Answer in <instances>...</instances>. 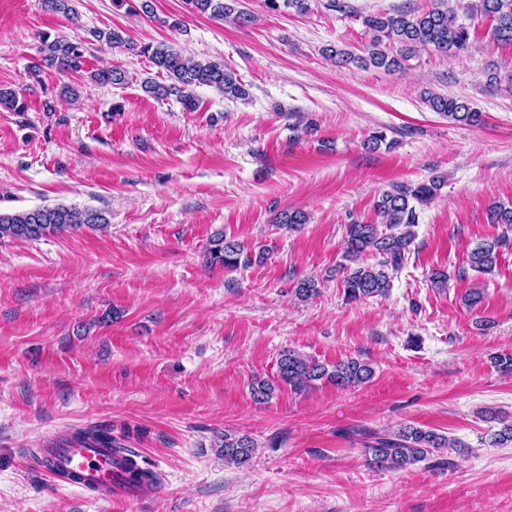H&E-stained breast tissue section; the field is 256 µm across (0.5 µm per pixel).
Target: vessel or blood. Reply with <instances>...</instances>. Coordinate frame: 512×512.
I'll return each instance as SVG.
<instances>
[{
    "label": "vessel or blood",
    "instance_id": "vessel-or-blood-1",
    "mask_svg": "<svg viewBox=\"0 0 512 512\" xmlns=\"http://www.w3.org/2000/svg\"><path fill=\"white\" fill-rule=\"evenodd\" d=\"M37 454L49 461L53 477L73 475L76 486L104 500H142L158 492V482L131 481L128 469L139 461L135 452L80 440L67 430L49 436Z\"/></svg>",
    "mask_w": 512,
    "mask_h": 512
}]
</instances>
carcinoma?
<instances>
[{
    "label": "carcinoma",
    "instance_id": "carcinoma-1",
    "mask_svg": "<svg viewBox=\"0 0 512 512\" xmlns=\"http://www.w3.org/2000/svg\"><path fill=\"white\" fill-rule=\"evenodd\" d=\"M237 0H185L189 12L209 15L216 20L228 18L241 25L252 22V17L235 7ZM265 7L277 12L281 8H293L300 14L310 10L309 0H264ZM464 14L472 17L479 14L493 22L492 35L503 43L512 44V0H478L466 5ZM362 24L372 33L365 47V55L352 53L335 47L325 48V54L340 67L356 63L361 67L373 66L395 71L401 60L419 48H432L444 54L457 55L470 45V31L459 21L458 12L449 0H435L431 9L417 14L411 10H396L392 13H376L363 17ZM97 41L109 48H134V42L126 32L113 28L94 32ZM42 60L60 73H78L82 70L86 47L80 41L64 37L49 39L40 34ZM398 45L397 54H389V46ZM140 53L147 56L160 72H165L171 83L152 80L144 82L143 89L151 97L164 100L176 97L183 109L193 112L198 107L193 87L206 85L217 89L227 99H246L249 92L239 81L235 72L217 62L194 61L165 42L145 44ZM91 80L100 85H121L125 72L117 67L99 70ZM429 108L453 121L467 125L480 122V112L464 100L430 94L425 97ZM23 112L25 103L19 101L18 91L0 87V107ZM443 173L432 175L427 181L415 186H400L382 192L374 203L375 211L383 219V225L353 221L346 225L344 259L341 265L342 286L346 299L356 302L363 298L382 296L391 287L390 271L403 267L405 256L410 252L414 234L411 227L417 223L415 205L424 204L438 195L446 184ZM490 219L496 224L506 225L512 231V207L494 204L490 208ZM107 223L97 210H78L63 206L38 208L15 214L0 213V241L37 240L46 234H60L68 229L82 226L102 228ZM505 238L485 240L470 251L467 264L470 269L490 274L497 266L499 246ZM374 253L379 260L372 264L361 262L362 255ZM243 250L239 242L222 234L207 250L206 263L219 264L234 269L248 264L251 259H241ZM318 281L307 277L298 282L296 294L303 300L319 295ZM281 381L300 391L312 382L326 378L340 387L363 384L371 379L372 369L365 363L350 358L328 367L298 354L292 349L280 353L277 361ZM273 394V386L267 380H257L251 385L255 402L265 403ZM448 447V438L413 425H402L393 434L376 439L367 446L371 453L369 464L378 468L402 470L427 460L435 452ZM224 461L238 467L251 462L256 444L247 435L224 434Z\"/></svg>",
    "mask_w": 512,
    "mask_h": 512
}]
</instances>
